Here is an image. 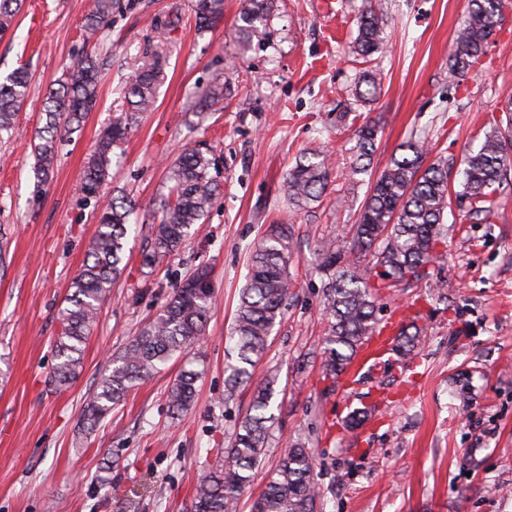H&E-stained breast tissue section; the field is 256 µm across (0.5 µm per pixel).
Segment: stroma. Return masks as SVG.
Wrapping results in <instances>:
<instances>
[{
	"instance_id": "obj_1",
	"label": "stroma",
	"mask_w": 512,
	"mask_h": 512,
	"mask_svg": "<svg viewBox=\"0 0 512 512\" xmlns=\"http://www.w3.org/2000/svg\"><path fill=\"white\" fill-rule=\"evenodd\" d=\"M89 0H24L0 37V78L28 64V97L0 137V512H187L204 469L224 458L245 416L252 386L277 375V422L264 464L237 512H251L290 444L313 451L318 512H512V174L487 218L451 201L448 235L428 278L379 293V321L423 327L425 344L408 360L386 355L342 385L320 368L329 322L318 267L329 244L348 237L369 177L426 140L448 161L459 190L462 161L503 116L512 90V5L482 62L448 74L464 0H342L323 15L318 0H280L271 37L240 50L233 41L242 0H224V18L198 31L192 0H121L101 40L85 43ZM178 6L163 36L171 53L153 109L112 153L106 196H128L151 224L168 192L167 166L184 146L207 149L218 187L204 223L194 225L167 262L147 271L145 236L130 239L127 266L113 284L68 389L48 383L60 308L97 223L79 192L100 131L126 110L124 90L152 38L150 23ZM383 15L389 42L368 63L352 54L356 17ZM106 57L97 102L59 147L52 181L34 183L41 103L67 66L86 53ZM380 75L370 100L354 85ZM231 91L204 114L195 105L215 77ZM379 124L370 174L349 176L355 131ZM331 160L330 182L312 208L296 210L283 178L307 150ZM292 234L293 293L269 338L253 383L224 399L225 342L250 252L269 225ZM206 270L214 293L199 345L135 386L92 431L80 425L83 401L106 359L122 350L163 304L173 284ZM200 370L198 400L172 419L167 390L184 369ZM367 410L355 427L350 412ZM164 488L163 496L152 485Z\"/></svg>"
}]
</instances>
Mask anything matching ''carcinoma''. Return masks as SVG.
<instances>
[{
  "instance_id": "1",
  "label": "carcinoma",
  "mask_w": 512,
  "mask_h": 512,
  "mask_svg": "<svg viewBox=\"0 0 512 512\" xmlns=\"http://www.w3.org/2000/svg\"><path fill=\"white\" fill-rule=\"evenodd\" d=\"M23 0H0V34L12 29ZM117 0H92L84 32L96 37L112 20ZM277 9V0H243L237 25V42L246 49L269 39L267 19ZM466 20L453 44L449 71L461 76L478 64L502 20L500 0H465ZM200 28L207 29L224 16V0H195ZM356 53L364 58L380 51L385 43L384 21L369 8L357 21ZM107 61L87 56L69 67L60 88L48 93L43 105L45 124L35 145L34 178L47 184L54 173L61 137L80 128L98 95L99 78ZM166 57L153 49L126 85L128 111L117 117L100 136L83 171L81 194L98 203L96 231L88 240L85 260L71 284L66 306L60 311L61 333L54 339L56 365L50 383L69 387L83 368L87 340L98 319L112 284L123 271L121 264L135 208L128 199L101 203L102 188L109 178L112 152L137 125L140 115L155 103L157 86L165 76ZM30 76L20 67L0 81V135L12 124L26 100ZM227 81L217 77L206 88L203 101L212 106L224 100ZM378 125L363 123L356 130V160L352 176L366 171L361 160L374 152ZM429 151L423 140L403 147V154L376 177L370 186L348 242L327 247L322 268L330 272L323 290V311L331 320L324 341L322 368L327 376L341 375L358 350L374 335L376 317L374 289L391 288L402 281H421L428 276L440 241L448 209V165L438 159L423 165ZM463 181L458 198L468 202L472 214L489 216L491 194L506 180L512 167V137L493 126L476 150L465 154ZM212 158L200 148H187L171 162L168 195L159 204V222L150 227V245L142 265L155 267L171 257L189 234L202 223L215 191ZM330 178L325 155L305 156L285 175L289 204L301 210L318 201ZM288 227L276 225L265 235L251 256L247 283L242 288L234 314L227 350L229 370L224 400L235 397L252 376L255 362L265 353L268 338L284 314L292 288L288 273ZM372 253L375 263L361 264L357 255ZM213 291L204 272L175 284L158 313L140 329L120 352L107 358V365L83 407V424L93 428L121 404L127 392L156 373L175 354H188L204 334ZM425 341L420 328L401 330L390 351L400 359L413 355ZM199 373L181 372L170 385L167 400L172 414L181 415L196 399ZM276 380L271 377L254 391L249 411L239 422L225 464L205 472L197 481L190 512H237L239 497L261 465L275 424L272 411ZM319 498L311 451L292 446L282 457L266 489L253 503V512H316Z\"/></svg>"
}]
</instances>
